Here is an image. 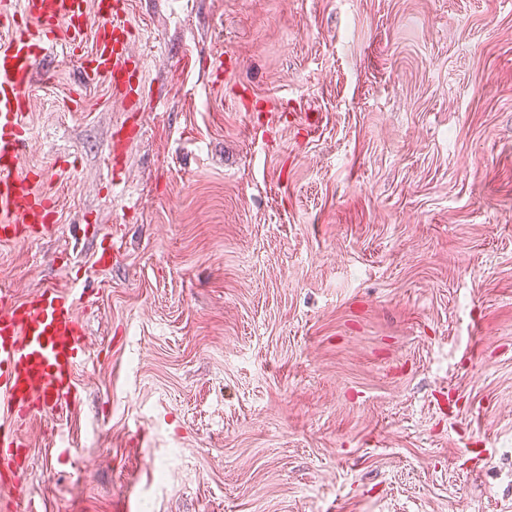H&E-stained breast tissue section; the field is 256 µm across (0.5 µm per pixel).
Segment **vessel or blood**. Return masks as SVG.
<instances>
[{"label":"vessel or blood","mask_w":512,"mask_h":512,"mask_svg":"<svg viewBox=\"0 0 512 512\" xmlns=\"http://www.w3.org/2000/svg\"><path fill=\"white\" fill-rule=\"evenodd\" d=\"M91 3L99 23L96 51L84 70L87 81L107 79L127 100L136 90L139 69L125 51L120 0H25V25L0 43V242L35 239L56 227L53 196L35 191V173L21 165L29 144L26 89L45 51L60 39L77 52ZM76 306L74 293L54 287L23 302L0 297V411L10 420L0 428V473L17 494L29 477L17 426L77 403L75 376L91 355Z\"/></svg>","instance_id":"1"}]
</instances>
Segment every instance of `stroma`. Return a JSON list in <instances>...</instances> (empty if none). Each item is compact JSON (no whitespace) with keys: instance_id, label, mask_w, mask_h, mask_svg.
I'll list each match as a JSON object with an SVG mask.
<instances>
[{"instance_id":"stroma-1","label":"stroma","mask_w":512,"mask_h":512,"mask_svg":"<svg viewBox=\"0 0 512 512\" xmlns=\"http://www.w3.org/2000/svg\"><path fill=\"white\" fill-rule=\"evenodd\" d=\"M122 19L141 111L92 23L27 90L58 230L0 293H82L96 351L0 512H512V0Z\"/></svg>"}]
</instances>
